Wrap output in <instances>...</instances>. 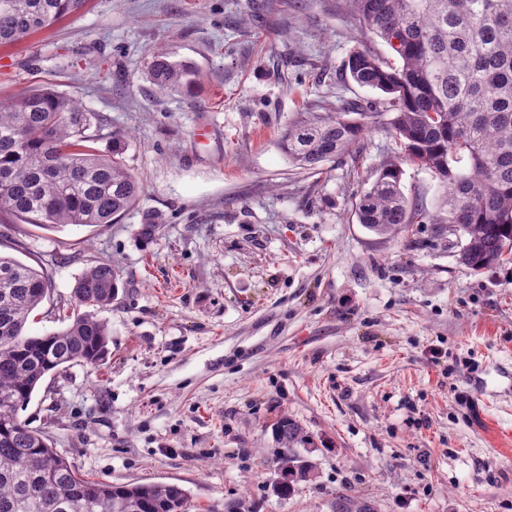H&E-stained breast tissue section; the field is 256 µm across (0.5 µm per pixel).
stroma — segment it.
Returning a JSON list of instances; mask_svg holds the SVG:
<instances>
[{"instance_id": "obj_1", "label": "stroma", "mask_w": 512, "mask_h": 512, "mask_svg": "<svg viewBox=\"0 0 512 512\" xmlns=\"http://www.w3.org/2000/svg\"><path fill=\"white\" fill-rule=\"evenodd\" d=\"M195 63L168 94L153 52ZM362 40L344 0H85L50 30L0 46V97L52 88L99 119L93 143L143 182L115 224L50 231L0 213V253L47 271L29 331L76 315V279L122 273L100 317L101 366L47 374L19 416L83 474L184 486L198 512H329L337 491L379 512H512V261L475 272L455 236H378L353 205L396 149L378 93L344 71ZM363 121L364 154L294 167L281 132L315 115ZM436 211L444 186L404 165ZM161 214L157 236L137 233ZM441 357H433V349ZM317 445L315 475L271 492L280 416Z\"/></svg>"}]
</instances>
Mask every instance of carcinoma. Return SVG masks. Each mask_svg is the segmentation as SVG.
Wrapping results in <instances>:
<instances>
[{"mask_svg":"<svg viewBox=\"0 0 512 512\" xmlns=\"http://www.w3.org/2000/svg\"><path fill=\"white\" fill-rule=\"evenodd\" d=\"M362 36L378 38L393 56L357 49L346 64L358 85L385 94L383 108L397 149L373 173L355 203L359 223L394 236L411 224H446L465 239L461 263L481 271L512 254V0H346ZM82 0H0V46L52 26ZM148 78L164 92L197 83L192 63L154 52ZM98 118L76 96L51 88L0 101V211L42 229L106 226L138 200L142 183L119 159L124 137L112 134V154L90 143ZM365 126L331 115L302 120L280 146L303 169L360 152ZM429 170L446 186L429 214L401 189L402 164ZM161 217L146 216L138 236L148 242ZM120 270L102 258L79 276L71 298L88 311L66 327L30 335V314L51 288L47 273L0 254V512H190L177 483L112 484L82 475L45 434L21 420L44 377L74 363L98 366L109 328L95 311L112 304ZM280 445L279 498L313 477L312 444L286 416L274 429ZM330 512H378L374 501L336 493Z\"/></svg>","mask_w":512,"mask_h":512,"instance_id":"carcinoma-1","label":"carcinoma"}]
</instances>
